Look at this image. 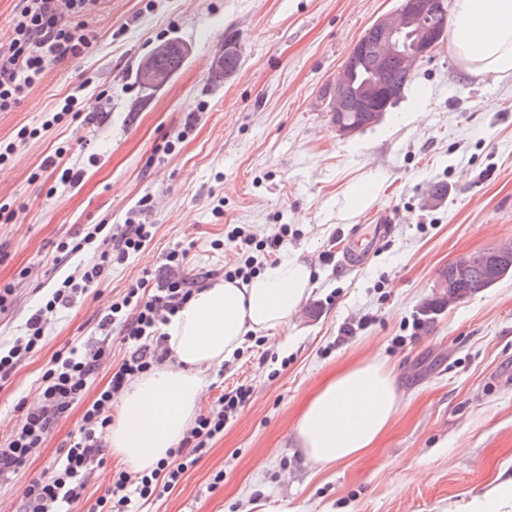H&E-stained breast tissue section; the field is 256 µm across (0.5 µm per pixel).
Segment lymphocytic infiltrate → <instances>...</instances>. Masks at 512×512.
<instances>
[{
    "label": "lymphocytic infiltrate",
    "mask_w": 512,
    "mask_h": 512,
    "mask_svg": "<svg viewBox=\"0 0 512 512\" xmlns=\"http://www.w3.org/2000/svg\"><path fill=\"white\" fill-rule=\"evenodd\" d=\"M98 0H17L11 33L0 42V112L13 111L43 79L51 64L79 58L91 45L86 33V16ZM288 235L280 228L261 240L232 230L227 239L234 253L225 263L226 279L248 281L258 269L252 251L276 255ZM152 237L148 224H125L113 230L108 224H94L82 235L60 241L56 263L92 250L90 261L81 264L77 274L58 279L45 303L32 311L21 336L0 346V386L7 383L18 365L41 348L48 315L70 308L78 297L93 293L113 262L139 252ZM186 254L171 250L165 257V273L156 284L139 279L124 295L106 306L98 322L99 338L81 346L57 352L37 387L38 398L26 406L19 427L0 440V482L9 480L26 466L40 448L55 422L71 407L83 405L79 434L60 460L23 490V512H73L95 465L101 464L110 411L115 398L137 375L150 371L163 360V325L197 290L207 287V276L187 278L181 270ZM120 331L128 354L117 364L109 382L94 398H87L88 383L106 355L113 331ZM251 389L241 384L225 393L215 411L199 415L194 426L155 469L130 484L126 473H119L107 494L96 499L88 512H133L137 500L172 491L223 434L226 424L249 400Z\"/></svg>",
    "instance_id": "f902f5d3"
}]
</instances>
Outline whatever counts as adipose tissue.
Listing matches in <instances>:
<instances>
[{"instance_id":"adipose-tissue-1","label":"adipose tissue","mask_w":512,"mask_h":512,"mask_svg":"<svg viewBox=\"0 0 512 512\" xmlns=\"http://www.w3.org/2000/svg\"><path fill=\"white\" fill-rule=\"evenodd\" d=\"M448 44L464 70L512 77V0H454ZM314 286L311 265L292 252L247 283L218 280L195 291L164 325L170 364L130 381L108 438L131 469L151 471L178 448L208 386L209 371L241 349L247 333L287 331ZM402 395L378 355L340 372L311 398L294 429L317 466L359 456L383 436Z\"/></svg>"}]
</instances>
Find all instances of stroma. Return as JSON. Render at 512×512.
Instances as JSON below:
<instances>
[{"instance_id":"1","label":"stroma","mask_w":512,"mask_h":512,"mask_svg":"<svg viewBox=\"0 0 512 512\" xmlns=\"http://www.w3.org/2000/svg\"><path fill=\"white\" fill-rule=\"evenodd\" d=\"M399 0H100L92 45L51 66L11 112L0 141L39 128L0 165V286L14 306L0 315V343L20 334L28 309L58 274L59 241L89 224L127 217L153 225L147 246L113 264L70 310L50 316L42 349L0 387V438L33 400L51 356L93 340L103 309L137 279L157 273L168 251L187 252V274L224 275L226 239L242 226L265 237L292 231L315 286L287 334H248L211 375L202 411L239 383L252 395L224 435L172 492L141 512H465L512 478V276L464 301L424 313L440 269L512 238V79L479 80L440 46L378 124L340 137L323 93L354 43ZM241 50L221 85L208 75L225 36ZM178 39L191 53L162 89L146 93L138 62ZM85 110L44 127L65 95ZM144 100L132 111L135 100ZM423 111H416L415 101ZM63 161L78 185L61 184L43 160ZM382 180L369 208L341 212L350 185ZM447 196L426 201L434 183ZM392 215L395 227L361 267L339 266L336 245L361 224ZM379 344L403 395L379 443L329 467L305 462L296 421L336 373ZM74 407L38 456L0 483V504L20 512L21 493L81 425ZM223 481H216V473Z\"/></svg>"}]
</instances>
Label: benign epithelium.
Segmentation results:
<instances>
[{
	"mask_svg": "<svg viewBox=\"0 0 512 512\" xmlns=\"http://www.w3.org/2000/svg\"><path fill=\"white\" fill-rule=\"evenodd\" d=\"M444 0H400L399 7L378 17L372 24L375 37L359 38L336 79L325 93L330 112H357L359 121L371 124L381 119L389 105L403 94V85L389 76L391 63L402 57L411 74L447 40L448 20ZM169 45H158L142 62V87L154 91L165 86L172 74L156 67V60L167 56ZM374 65V75L359 81L357 71L366 63ZM512 266V240L460 257L450 275L438 280L435 293L453 301L455 288L470 281L475 267L484 272L483 281L475 284L482 292L503 277L502 270Z\"/></svg>",
	"mask_w": 512,
	"mask_h": 512,
	"instance_id": "obj_1",
	"label": "benign epithelium"
}]
</instances>
